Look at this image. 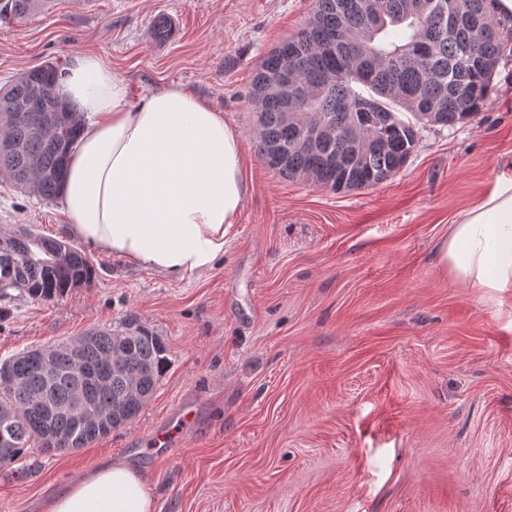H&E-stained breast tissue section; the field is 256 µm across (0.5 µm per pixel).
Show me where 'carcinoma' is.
<instances>
[{
    "label": "carcinoma",
    "mask_w": 512,
    "mask_h": 512,
    "mask_svg": "<svg viewBox=\"0 0 512 512\" xmlns=\"http://www.w3.org/2000/svg\"><path fill=\"white\" fill-rule=\"evenodd\" d=\"M490 2L465 0L467 18L451 27L431 11L423 16L408 12V0H318L305 28L272 49L257 69L251 95L259 154L278 174L333 191L388 180L414 151L416 125L452 127L475 115L487 98L508 48ZM44 3L6 0L0 21L25 18ZM472 19L483 28L474 42ZM286 69L303 91L301 111L287 115L268 92ZM65 74L54 61L0 87V138L12 142L10 150H0V178L47 201L59 195L83 115L64 106L66 119L52 138L30 121L6 124L2 119L33 99L39 87L46 91L43 111H55L56 87ZM395 104L410 111L416 123L400 119ZM319 126L330 131V141L303 147ZM33 158L50 177H36ZM95 277L91 260L67 242L27 225L0 235V301L16 294L59 299L90 286ZM56 352L49 373L24 353L3 362L25 386L0 380V413L11 443L0 463H17L33 445L45 452L84 448L131 423L155 392L167 363L161 338L132 317L115 329L94 330V339L76 351L62 345ZM78 397L100 414L102 426L77 422L72 407Z\"/></svg>",
    "instance_id": "1"
}]
</instances>
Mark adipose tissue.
Wrapping results in <instances>:
<instances>
[{
    "mask_svg": "<svg viewBox=\"0 0 512 512\" xmlns=\"http://www.w3.org/2000/svg\"><path fill=\"white\" fill-rule=\"evenodd\" d=\"M85 117L59 195L69 231L177 279L210 272L248 194L238 135L190 92L168 86L132 104L93 53L75 55L57 87ZM445 273L474 293L512 294V174L451 224ZM44 512H157L141 474L105 462L55 492Z\"/></svg>",
    "mask_w": 512,
    "mask_h": 512,
    "instance_id": "obj_1",
    "label": "adipose tissue"
}]
</instances>
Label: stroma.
<instances>
[{
  "label": "stroma",
  "mask_w": 512,
  "mask_h": 512,
  "mask_svg": "<svg viewBox=\"0 0 512 512\" xmlns=\"http://www.w3.org/2000/svg\"><path fill=\"white\" fill-rule=\"evenodd\" d=\"M315 6L47 0L0 22V84L90 51L132 101L180 86L238 133L249 184L223 257L180 281L73 236L59 201L0 181V232L33 225L97 270L64 298L8 303L0 362L130 316L168 358L125 427L64 453L28 448L25 478L0 469V512H40L109 460L147 477L157 512H512V307L439 265L449 224L512 163V57L475 117L421 129L385 182L333 191L267 166L249 100L263 56ZM160 430L164 448L150 444Z\"/></svg>",
  "instance_id": "35a3bbf8"
}]
</instances>
